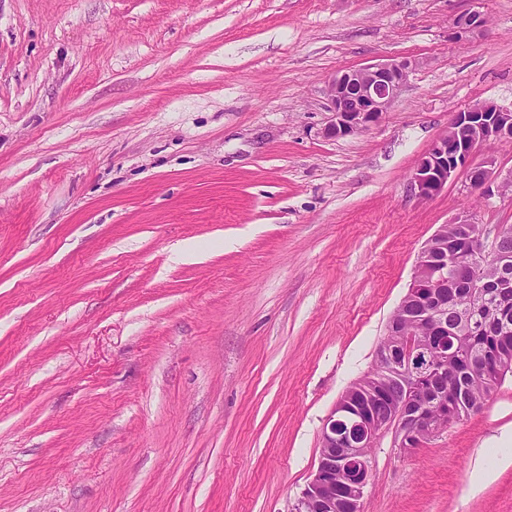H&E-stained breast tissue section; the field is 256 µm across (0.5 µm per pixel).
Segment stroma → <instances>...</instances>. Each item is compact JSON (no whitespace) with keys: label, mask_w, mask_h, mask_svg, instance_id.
<instances>
[{"label":"stroma","mask_w":512,"mask_h":512,"mask_svg":"<svg viewBox=\"0 0 512 512\" xmlns=\"http://www.w3.org/2000/svg\"><path fill=\"white\" fill-rule=\"evenodd\" d=\"M403 58L324 135L332 76ZM481 102L512 110V0H0V512H290L424 243L512 225V193L411 188ZM505 429L512 372L384 435L363 512H512ZM415 67V61L404 58L334 75L326 89L333 119L325 127L324 135H355L379 123Z\"/></svg>","instance_id":"35a3bbf8"}]
</instances>
